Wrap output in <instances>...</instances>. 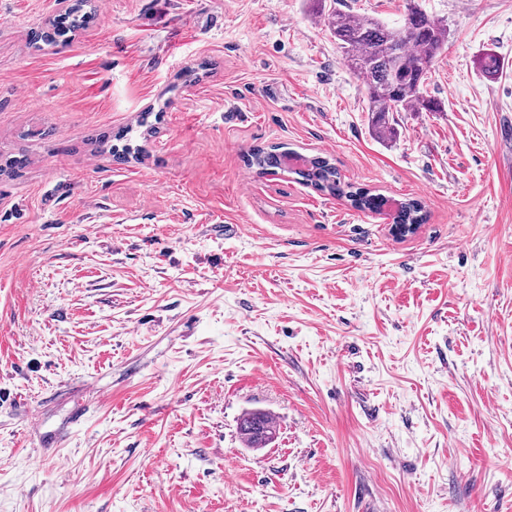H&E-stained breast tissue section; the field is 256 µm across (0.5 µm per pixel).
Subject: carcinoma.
I'll return each instance as SVG.
<instances>
[{
  "instance_id": "1",
  "label": "carcinoma",
  "mask_w": 512,
  "mask_h": 512,
  "mask_svg": "<svg viewBox=\"0 0 512 512\" xmlns=\"http://www.w3.org/2000/svg\"><path fill=\"white\" fill-rule=\"evenodd\" d=\"M92 19L89 0H76L66 13L54 17L46 26L32 32L33 45L43 43L57 46L68 41L69 35L85 28ZM328 24L345 60L353 73L361 77L367 87L369 122L382 138L392 135L389 114L392 112H433L436 105L424 92L430 67L448 39V28L426 12L410 7L397 26H390L376 18L346 13L340 9L328 15ZM152 113L137 116L136 127L144 141L156 132L150 121ZM128 132L115 134L121 145L110 148L112 162L127 164L140 157L143 146L132 144ZM292 153L281 146L272 149L255 148L248 154V166L258 174L275 173L278 160ZM290 174L320 192L343 198L359 210L385 211L382 196H375L365 188L341 182L333 159L315 156L306 170H292ZM397 226L413 232L412 226L424 224L427 212L416 199L400 201L397 209L388 214ZM239 435L250 448H264L275 438L277 426L273 417L264 411H247L238 423Z\"/></svg>"
}]
</instances>
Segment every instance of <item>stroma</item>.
<instances>
[{
    "instance_id": "35a3bbf8",
    "label": "stroma",
    "mask_w": 512,
    "mask_h": 512,
    "mask_svg": "<svg viewBox=\"0 0 512 512\" xmlns=\"http://www.w3.org/2000/svg\"><path fill=\"white\" fill-rule=\"evenodd\" d=\"M412 3L440 109L381 139L318 0H95L41 48L59 0H0V512H512V0L342 7ZM279 144L426 224L246 166ZM64 5H69L75 0H63ZM92 5L87 0H78L70 6L66 13L54 17L46 23L45 27L32 32L31 42L40 47L38 42L47 46H58L68 41L74 32L84 29L92 19ZM38 45V46H37ZM130 131H123L122 133L115 134V139L119 142H124L121 147L119 145H112L110 148L112 162L117 165L129 163L131 160L137 159L143 152V145L132 144L131 138H127ZM109 151V152H110ZM239 435L249 448H264L275 438L277 426L273 417L264 411H247L238 423Z\"/></svg>"
}]
</instances>
